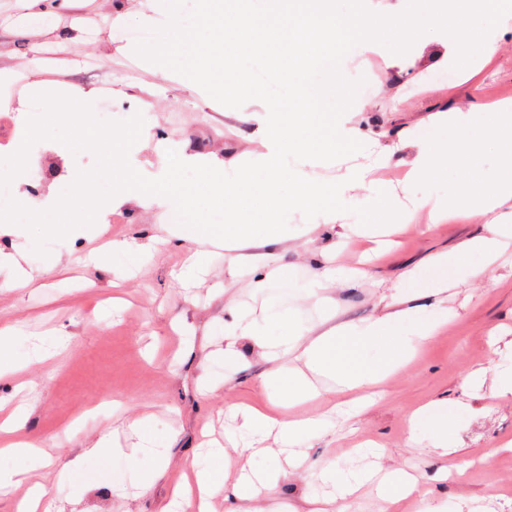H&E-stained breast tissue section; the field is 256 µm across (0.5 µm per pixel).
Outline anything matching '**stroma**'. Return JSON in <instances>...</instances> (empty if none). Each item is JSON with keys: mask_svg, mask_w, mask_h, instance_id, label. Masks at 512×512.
Masks as SVG:
<instances>
[{"mask_svg": "<svg viewBox=\"0 0 512 512\" xmlns=\"http://www.w3.org/2000/svg\"><path fill=\"white\" fill-rule=\"evenodd\" d=\"M17 0H0V69L26 82L68 86L100 95L102 75L112 78V120L129 119L134 104L151 107L143 129L164 134L170 149L199 159L218 154L244 163L262 152L255 122L228 115L226 106L201 88L182 85L176 73L150 67L112 37L113 23L123 29L158 27L167 15L154 0H59L53 10L55 24L30 25L29 16L42 0H26L27 13H18ZM497 47L493 59L475 63L469 75L437 82L440 45L411 46L415 69L402 55L380 43L371 51L346 55L341 62L348 80L362 81L346 115L350 126L368 130L372 141L360 152L316 168L323 182L338 180L348 166L369 164L386 156L374 176L384 184H399L407 198L422 195L442 198L439 188L424 189L405 183L422 143L436 130L441 116L471 123L482 118V106L512 103V14L488 34ZM57 41L60 60L44 64L35 54L39 44ZM99 62L102 73L90 72L89 62ZM49 166H61L65 176L48 179L43 194L61 195L78 172L97 164L93 151L82 149L60 157L50 153ZM398 245L369 266V276L359 287L336 286L333 308L337 319L362 320L384 309L382 299L402 287L409 270H417V304L432 306L436 273L432 255L455 253L470 238L487 234L491 215L452 218L430 232H420L426 213L416 214ZM290 240L279 252L278 263L289 284H271L270 295L298 310L302 323L317 321L318 311L301 302L300 295L318 272L316 249L337 242L333 231L307 237L300 229L306 219L293 212ZM167 232L157 208L121 207L112 222L93 237L69 234L50 239L43 253L34 239L0 235V250L23 245L26 267L35 269L46 259L68 260L67 270L44 284L11 287L13 273L0 268V326L14 325L22 338L16 355L27 358L29 337L53 342L56 335L69 338L67 349L45 360H29L17 380L0 381V397L24 404L19 439L40 443L38 463L54 512H162L180 481L184 464L204 454L208 441L223 440L233 421L226 409L236 402L262 403L275 397L274 386L256 376L264 363L250 357V367L238 371L224 362V340L219 324L224 300L259 305L247 278L233 277L224 267V250L211 248L209 272L198 287H181L177 275L192 245H164ZM159 239L155 257L130 270L121 261L98 267L86 259L92 249L111 241L149 242ZM448 324L429 341L416 358L382 386L377 403L359 416L338 423L334 441L319 438L308 451L304 467L294 471L264 495L267 512H288L303 506L317 487L315 472L324 466H345L349 448L364 442L383 445L387 465L415 475L430 503L467 502L487 505L494 512H512V399L504 401L488 390L466 388L468 373L493 356V337L512 341V263L497 266L491 278L458 282L443 292ZM232 392H225V381ZM438 399L469 404L452 433L455 450L445 457L409 442L408 419L420 405ZM150 415L158 442L167 448V465L154 475L148 494L135 487L137 464L127 454L135 437L130 419ZM112 435L123 453L102 460L92 455V443Z\"/></svg>", "mask_w": 512, "mask_h": 512, "instance_id": "1", "label": "stroma"}]
</instances>
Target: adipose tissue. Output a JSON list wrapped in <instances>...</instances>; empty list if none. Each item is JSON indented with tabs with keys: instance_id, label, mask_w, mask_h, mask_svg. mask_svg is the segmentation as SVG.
Returning <instances> with one entry per match:
<instances>
[{
	"instance_id": "obj_1",
	"label": "adipose tissue",
	"mask_w": 512,
	"mask_h": 512,
	"mask_svg": "<svg viewBox=\"0 0 512 512\" xmlns=\"http://www.w3.org/2000/svg\"><path fill=\"white\" fill-rule=\"evenodd\" d=\"M511 239L512 224H497L490 235L465 243L455 258L440 253L431 258L430 264L443 286L452 269L463 278L483 279L492 274ZM473 256L479 257V264H470ZM366 276L363 270L324 265L303 293L304 298L315 299L323 313L319 322L308 325L299 322L290 307L274 298L266 299L258 310L233 300L225 303V361L241 365V344L251 341L266 365L259 380L275 386L277 395L265 408L234 409L233 415L240 424L228 434V448L213 449L207 456L187 462L185 483L174 493L171 512H212L215 492L229 483L234 485L240 501L232 512H257L254 503L262 491L276 487L289 470L305 461L301 443L328 430V413L354 415L356 406L368 399L371 390L404 367L418 347L435 337L447 323L445 309L405 307L408 294L404 291L390 295V310L381 316L364 322H335L328 312L332 303L330 288L338 283L356 285ZM291 360L296 361V368H288ZM328 394L333 397L328 413L291 417L285 414L286 409ZM460 415V409L449 408L442 401L421 406L410 418L411 441H428L440 455H448V432L458 424ZM271 438L284 456L285 466L231 475L226 461L228 450L256 455L264 451ZM374 475L371 469L322 470L319 478L331 492L320 499L313 512H352L356 490L374 480Z\"/></svg>"
}]
</instances>
